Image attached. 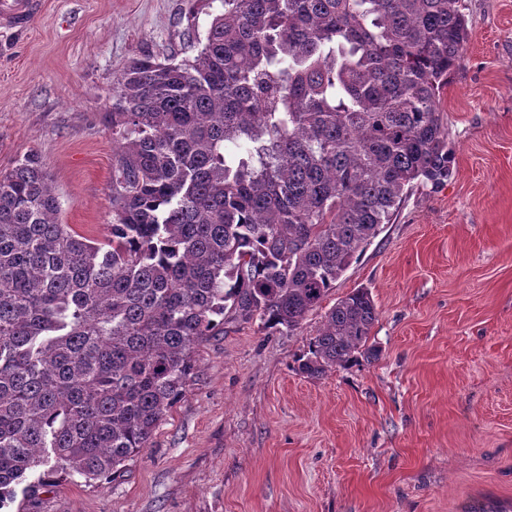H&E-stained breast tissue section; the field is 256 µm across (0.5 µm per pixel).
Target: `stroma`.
I'll list each match as a JSON object with an SVG mask.
<instances>
[{"label": "stroma", "instance_id": "35a3bbf8", "mask_svg": "<svg viewBox=\"0 0 512 512\" xmlns=\"http://www.w3.org/2000/svg\"><path fill=\"white\" fill-rule=\"evenodd\" d=\"M443 92L453 153L293 332L225 318L183 397L120 475L76 477L40 512H463L512 503V0H464ZM214 0H45L0 34V171L38 154L59 220L112 222V82L140 53L185 57ZM369 289L373 358L319 378L294 360L337 300Z\"/></svg>", "mask_w": 512, "mask_h": 512}]
</instances>
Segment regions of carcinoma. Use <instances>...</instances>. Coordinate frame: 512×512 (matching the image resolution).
I'll return each instance as SVG.
<instances>
[{"mask_svg":"<svg viewBox=\"0 0 512 512\" xmlns=\"http://www.w3.org/2000/svg\"><path fill=\"white\" fill-rule=\"evenodd\" d=\"M194 56L113 82L111 238L58 222L40 157L0 171V512L25 486L122 472L242 322L296 330L414 183L451 175L441 92L463 0H220ZM358 288L295 363L370 353Z\"/></svg>","mask_w":512,"mask_h":512,"instance_id":"carcinoma-1","label":"carcinoma"}]
</instances>
